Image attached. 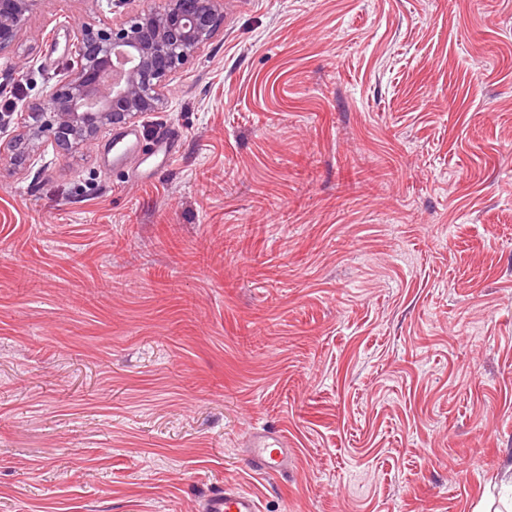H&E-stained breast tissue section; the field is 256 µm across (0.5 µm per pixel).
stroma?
<instances>
[{
  "instance_id": "obj_1",
  "label": "stroma",
  "mask_w": 512,
  "mask_h": 512,
  "mask_svg": "<svg viewBox=\"0 0 512 512\" xmlns=\"http://www.w3.org/2000/svg\"><path fill=\"white\" fill-rule=\"evenodd\" d=\"M33 9L5 140L134 6ZM164 94L0 159V512H505L512 0H233ZM248 447L253 467L264 474L288 469V439L278 431L262 429L252 433ZM202 510L204 512H259L258 503L250 494L228 488L207 495Z\"/></svg>"
}]
</instances>
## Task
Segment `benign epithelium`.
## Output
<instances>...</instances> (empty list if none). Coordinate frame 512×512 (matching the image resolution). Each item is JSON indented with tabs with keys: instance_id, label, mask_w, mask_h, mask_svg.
Instances as JSON below:
<instances>
[{
	"instance_id": "benign-epithelium-1",
	"label": "benign epithelium",
	"mask_w": 512,
	"mask_h": 512,
	"mask_svg": "<svg viewBox=\"0 0 512 512\" xmlns=\"http://www.w3.org/2000/svg\"><path fill=\"white\" fill-rule=\"evenodd\" d=\"M33 2L0 0V50L30 23ZM223 10L224 0H162L96 29L76 28L83 62L31 104L22 139L33 152H72L154 110L163 82L214 36Z\"/></svg>"
}]
</instances>
